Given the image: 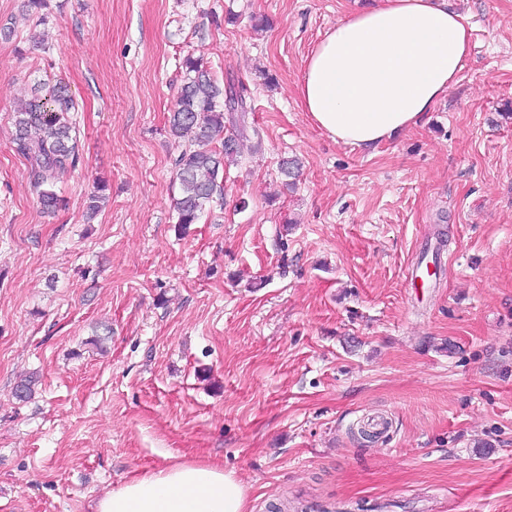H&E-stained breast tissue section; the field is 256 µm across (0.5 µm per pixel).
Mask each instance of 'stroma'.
<instances>
[{
  "mask_svg": "<svg viewBox=\"0 0 512 512\" xmlns=\"http://www.w3.org/2000/svg\"><path fill=\"white\" fill-rule=\"evenodd\" d=\"M25 4L0 0V512H93L193 461L251 512H512V0H448L471 29L458 81L373 150L297 95L369 0H47L41 25ZM188 55L248 112L223 200L182 234ZM42 82L78 104L52 215L12 143Z\"/></svg>",
  "mask_w": 512,
  "mask_h": 512,
  "instance_id": "35a3bbf8",
  "label": "stroma"
}]
</instances>
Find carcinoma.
<instances>
[{
  "mask_svg": "<svg viewBox=\"0 0 512 512\" xmlns=\"http://www.w3.org/2000/svg\"><path fill=\"white\" fill-rule=\"evenodd\" d=\"M182 67L185 79L168 126L171 135L184 142L174 168L181 188L175 203L177 224L186 227L200 223L205 204L223 195L224 167L234 161L239 144L228 136L218 147L212 143L224 133V115L238 112L245 117L246 101L242 93L228 97L226 87L213 78L201 59L187 56ZM75 110L67 86L59 83L15 112L14 148L29 162L30 183L47 213L54 212L60 203L55 190L59 175L79 162L72 136L71 112ZM37 383L33 374L21 379L12 395L24 402L35 392Z\"/></svg>",
  "mask_w": 512,
  "mask_h": 512,
  "instance_id": "obj_1",
  "label": "carcinoma"
}]
</instances>
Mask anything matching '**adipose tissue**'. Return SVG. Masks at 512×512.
I'll list each match as a JSON object with an SVG mask.
<instances>
[{
	"instance_id": "adipose-tissue-1",
	"label": "adipose tissue",
	"mask_w": 512,
	"mask_h": 512,
	"mask_svg": "<svg viewBox=\"0 0 512 512\" xmlns=\"http://www.w3.org/2000/svg\"><path fill=\"white\" fill-rule=\"evenodd\" d=\"M470 37L446 0H375L315 44L297 85L300 105L334 140L376 149L447 95ZM95 512H250L249 493L217 464L179 463L112 489Z\"/></svg>"
}]
</instances>
